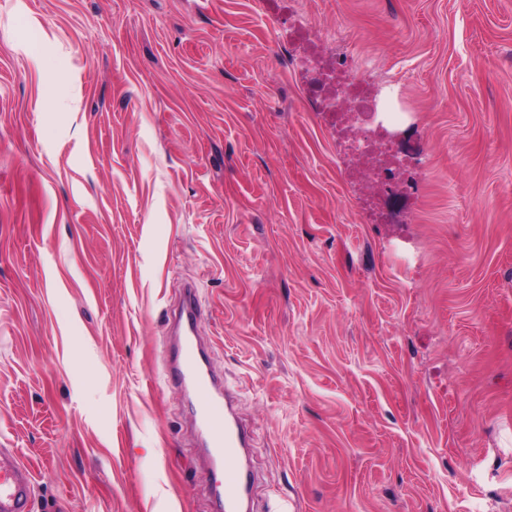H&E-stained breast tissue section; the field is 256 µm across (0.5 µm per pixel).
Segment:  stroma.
Returning <instances> with one entry per match:
<instances>
[{
  "instance_id": "35a3bbf8",
  "label": "stroma",
  "mask_w": 512,
  "mask_h": 512,
  "mask_svg": "<svg viewBox=\"0 0 512 512\" xmlns=\"http://www.w3.org/2000/svg\"><path fill=\"white\" fill-rule=\"evenodd\" d=\"M421 136L376 223L262 0H0V449L32 512H216L184 285L250 512H512V0H295ZM198 312L196 290L189 286L170 314L178 342L167 363L166 376L192 397L195 422L210 463L224 464V511L242 512L248 495L242 456L249 439L227 394L213 383L206 354L198 342Z\"/></svg>"
}]
</instances>
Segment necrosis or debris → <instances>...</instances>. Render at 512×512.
I'll return each mask as SVG.
<instances>
[{"label": "necrosis or debris", "mask_w": 512, "mask_h": 512, "mask_svg": "<svg viewBox=\"0 0 512 512\" xmlns=\"http://www.w3.org/2000/svg\"><path fill=\"white\" fill-rule=\"evenodd\" d=\"M293 34L312 49L304 96L327 113L333 125L345 134L350 152L361 156L375 186L373 195L380 213H388L397 205H410L411 194L400 195L391 188L409 160L394 143L391 127L380 119L382 102L378 95L369 90L347 60L340 59L332 65L325 61L322 48L329 41L326 29L301 23Z\"/></svg>", "instance_id": "obj_1"}]
</instances>
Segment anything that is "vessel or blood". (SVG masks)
<instances>
[{"instance_id":"1","label":"vessel or blood","mask_w":512,"mask_h":512,"mask_svg":"<svg viewBox=\"0 0 512 512\" xmlns=\"http://www.w3.org/2000/svg\"><path fill=\"white\" fill-rule=\"evenodd\" d=\"M199 300L184 289L170 314L178 338L166 366L168 381L189 393L194 418L211 464L224 468V512H243L248 474L242 456L248 436L226 393L213 383L207 357L198 342ZM34 476L18 454L0 450V512H31Z\"/></svg>"}]
</instances>
